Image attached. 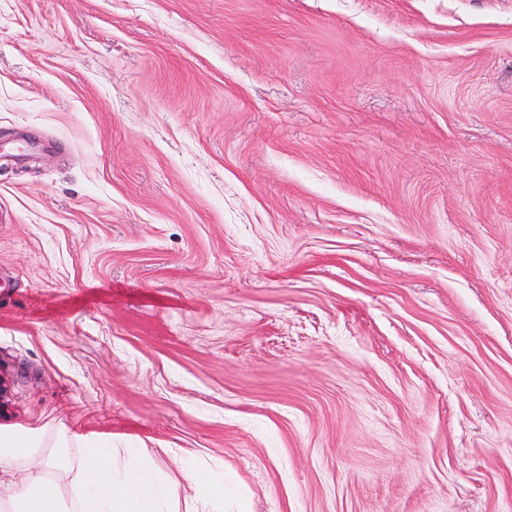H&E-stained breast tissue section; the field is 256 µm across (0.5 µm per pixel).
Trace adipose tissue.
<instances>
[{"label": "adipose tissue", "mask_w": 512, "mask_h": 512, "mask_svg": "<svg viewBox=\"0 0 512 512\" xmlns=\"http://www.w3.org/2000/svg\"><path fill=\"white\" fill-rule=\"evenodd\" d=\"M60 420L0 426V512H224V472Z\"/></svg>", "instance_id": "ef3b65f1"}]
</instances>
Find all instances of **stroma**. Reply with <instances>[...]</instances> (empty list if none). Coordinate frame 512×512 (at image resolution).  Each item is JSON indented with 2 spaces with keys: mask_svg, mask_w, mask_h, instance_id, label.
Returning <instances> with one entry per match:
<instances>
[{
  "mask_svg": "<svg viewBox=\"0 0 512 512\" xmlns=\"http://www.w3.org/2000/svg\"><path fill=\"white\" fill-rule=\"evenodd\" d=\"M0 376L234 512H512V0H0Z\"/></svg>",
  "mask_w": 512,
  "mask_h": 512,
  "instance_id": "35a3bbf8",
  "label": "stroma"
}]
</instances>
